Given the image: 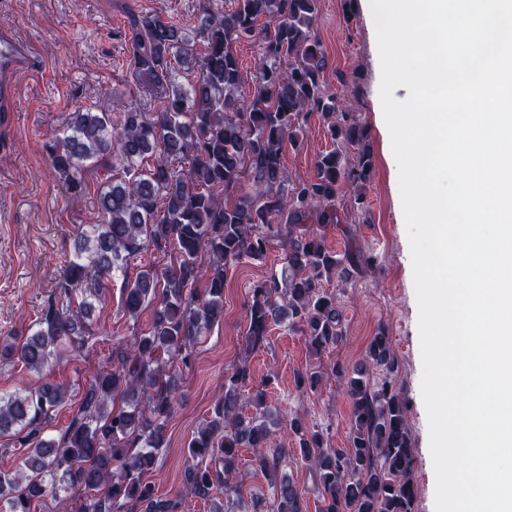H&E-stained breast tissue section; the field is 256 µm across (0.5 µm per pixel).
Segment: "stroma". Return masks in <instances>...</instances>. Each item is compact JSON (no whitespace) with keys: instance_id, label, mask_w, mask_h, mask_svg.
<instances>
[{"instance_id":"35a3bbf8","label":"stroma","mask_w":512,"mask_h":512,"mask_svg":"<svg viewBox=\"0 0 512 512\" xmlns=\"http://www.w3.org/2000/svg\"><path fill=\"white\" fill-rule=\"evenodd\" d=\"M201 6L202 0H0V30L26 40L36 59L34 69L16 78V109L10 122L0 126V341L25 333L35 323L63 273L74 227L99 220L97 196L105 170L86 172L82 195L66 194L49 164L45 141L63 129L77 108L103 95L116 122L131 111H155L156 94L139 82L130 66L129 16L155 12L190 28L196 26ZM317 35L328 56L330 88L344 84L354 93L352 110L368 130L373 160L362 189L365 211H357L350 197L339 199L344 222L325 228L326 244L341 253L357 242L374 257L377 269L346 282H329L343 314L344 337L335 349L314 353L304 336L274 327L267 345L250 357L253 382L266 384L267 405L278 425H285L288 413H302L327 426L331 447H347L350 401L343 385L332 379L317 390L303 391L296 388L294 374L307 367L327 371L337 362L354 368L378 327L386 326L409 402L417 512H435L436 476L421 394L419 311L398 171L379 99L376 29L366 0H321ZM332 147L320 114H312L304 147L285 152L290 178L312 177L317 155ZM282 257L275 247L265 261L245 260L228 269L224 321L197 347L195 364L184 375L183 393L168 423V446L148 475L160 495L178 497L191 434L222 392L224 374L244 344L250 285L281 270ZM122 283L119 276L108 283L95 309L99 333L82 352H64L40 373L15 362L0 364V393L33 388L47 379L67 388V401L49 429L51 435L67 426L113 342L149 325V312L135 321L122 312Z\"/></svg>"}]
</instances>
